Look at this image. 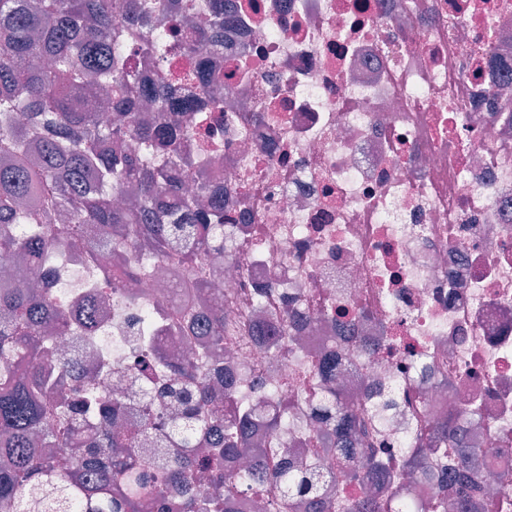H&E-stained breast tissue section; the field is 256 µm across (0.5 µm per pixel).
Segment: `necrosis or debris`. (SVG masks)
Returning <instances> with one entry per match:
<instances>
[{
	"label": "necrosis or debris",
	"instance_id": "necrosis-or-debris-1",
	"mask_svg": "<svg viewBox=\"0 0 512 512\" xmlns=\"http://www.w3.org/2000/svg\"><path fill=\"white\" fill-rule=\"evenodd\" d=\"M234 19L230 47L204 52L220 79L224 139L183 147L195 169L228 195L224 214L241 240L235 258H205L227 319L250 310L281 328L286 296L311 319L273 359L240 339L218 354L235 398L259 402L266 374L281 428L258 430L270 456L319 453L310 402L329 349L357 354L343 379L357 411L374 387L397 392L427 421L478 405L469 447L484 450L472 473L486 492L454 512H497L500 472H512V0H257ZM495 44L496 56L485 55ZM181 280L170 269L127 288L145 301L160 356L183 359L194 337L181 329ZM58 300L90 295L83 259L66 253L44 282ZM343 317H322L326 306ZM118 301L99 312L79 353L115 400L150 389L132 368L137 348Z\"/></svg>",
	"mask_w": 512,
	"mask_h": 512
}]
</instances>
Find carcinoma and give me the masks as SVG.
I'll return each instance as SVG.
<instances>
[{
  "label": "carcinoma",
  "instance_id": "carcinoma-1",
  "mask_svg": "<svg viewBox=\"0 0 512 512\" xmlns=\"http://www.w3.org/2000/svg\"><path fill=\"white\" fill-rule=\"evenodd\" d=\"M195 0H0V255L16 256L35 277L61 247L81 249L88 271L114 295L145 267L127 264L103 275L99 249L112 227L138 253L173 258L189 279L181 297L206 287L202 261L234 251L224 221V192L201 182L198 197L183 186L190 163L180 151L186 130L176 110L198 89L218 82L183 63L165 71L150 63L178 48L189 59L224 44L222 12L188 34L178 22ZM170 22L167 40L152 39ZM112 110L100 122L98 88ZM160 110L142 124V101ZM136 187L139 202L112 205V195ZM97 299L63 306L42 290L0 278V512H241L243 500L269 494L277 512H411L399 495H327L336 475L354 488L388 476L372 427L379 413H396L393 396L373 392L367 417L356 419L350 398L333 385L354 359L329 354L319 365L325 382L315 417L333 462L285 457L268 463L253 431H276L281 415L232 403L234 381L214 377L191 359L157 360L152 342L138 347L136 373L157 381L156 393L131 409L54 358L47 327L69 325L80 336L97 326ZM185 331L210 354L241 335L221 308L191 312ZM473 409L448 421H410L398 462L422 482L442 484L420 512H448L458 493L453 478L476 470L482 451L460 445L458 432ZM151 443L167 449L145 463ZM207 492L199 493L200 482Z\"/></svg>",
  "mask_w": 512,
  "mask_h": 512
}]
</instances>
